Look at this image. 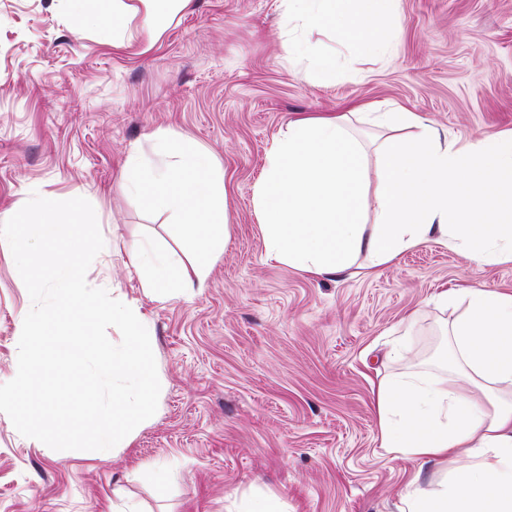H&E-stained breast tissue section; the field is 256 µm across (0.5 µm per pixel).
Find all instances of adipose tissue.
Listing matches in <instances>:
<instances>
[{"label": "adipose tissue", "mask_w": 512, "mask_h": 512, "mask_svg": "<svg viewBox=\"0 0 512 512\" xmlns=\"http://www.w3.org/2000/svg\"><path fill=\"white\" fill-rule=\"evenodd\" d=\"M85 22L112 7V43L128 39V22L152 23L156 0H70ZM288 57L311 61L314 79L336 78L332 58L313 55L299 33L321 21L343 33L378 27L399 0H285ZM407 130L376 148V186L367 183L364 146L353 123ZM375 200L366 222L361 205ZM269 261L321 277L354 267L375 273L403 253L435 241L478 267L512 263V132L472 141L442 138L415 112L342 114L289 122L273 140L265 175L253 191ZM466 304L451 329L453 359L480 378L468 390L429 374L408 373L375 390L381 445L416 465L401 512H512V293L456 289ZM439 478L423 486V469Z\"/></svg>", "instance_id": "1"}]
</instances>
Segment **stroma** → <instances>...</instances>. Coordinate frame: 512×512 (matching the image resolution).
<instances>
[{
	"mask_svg": "<svg viewBox=\"0 0 512 512\" xmlns=\"http://www.w3.org/2000/svg\"><path fill=\"white\" fill-rule=\"evenodd\" d=\"M282 0H191L160 28L133 19L113 45L68 0H0V217L27 193L83 197L105 241L90 278L151 323L158 408L131 443L56 451L0 414V512H225L255 496L288 512H399L403 461L382 448L373 388L429 371L469 385L452 364L456 307L432 297L471 285L512 292V263L475 267L430 241L365 275L312 277L268 262L252 203L273 139L288 122L355 102L419 113L449 136L512 130V0H400L382 59L348 61L332 23L302 32L336 60V81L301 79L288 61ZM173 130L224 172L231 235L204 288L145 295L129 247L169 243V215H144L119 183L131 148L149 158ZM32 302L0 253V384L18 358ZM406 337V358H389Z\"/></svg>",
	"mask_w": 512,
	"mask_h": 512,
	"instance_id": "1",
	"label": "stroma"
}]
</instances>
